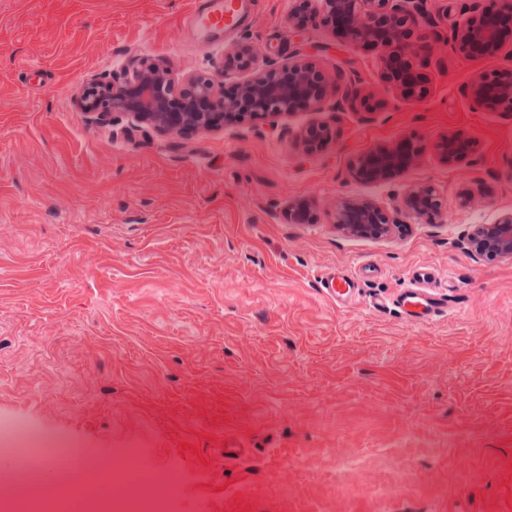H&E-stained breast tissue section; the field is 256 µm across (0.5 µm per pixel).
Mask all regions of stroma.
I'll use <instances>...</instances> for the list:
<instances>
[{"label": "stroma", "instance_id": "1", "mask_svg": "<svg viewBox=\"0 0 512 512\" xmlns=\"http://www.w3.org/2000/svg\"><path fill=\"white\" fill-rule=\"evenodd\" d=\"M193 2L0 0V421L96 449L88 466L141 451L179 472L180 512H512V257L463 238L512 209V121L459 92L481 62L432 43L428 94L403 102L377 50L291 34L299 0H262L209 40ZM241 42L261 63L297 51L355 73L382 106L128 134L73 104L137 58L209 75ZM313 123L333 140L309 153ZM455 131L476 163L440 162ZM405 134L424 145L405 174L353 177ZM421 183L437 223L402 214L373 239L335 222L345 200ZM297 200L313 222L289 221ZM330 272L353 285L345 303ZM405 288L448 307L407 317ZM228 434L246 455L225 459Z\"/></svg>", "mask_w": 512, "mask_h": 512}]
</instances>
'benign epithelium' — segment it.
Wrapping results in <instances>:
<instances>
[{"label": "benign epithelium", "mask_w": 512, "mask_h": 512, "mask_svg": "<svg viewBox=\"0 0 512 512\" xmlns=\"http://www.w3.org/2000/svg\"><path fill=\"white\" fill-rule=\"evenodd\" d=\"M288 18L289 29L301 32L319 22L354 47L379 51L381 80L402 101L424 98L427 86L422 70L432 64L427 50L411 41L413 30H422L425 42L442 41L465 57L479 60L484 68L461 86L460 94L473 107L487 112H512V67L499 66L505 44L512 41V0H471L462 9V21L442 27L426 10L425 0H303ZM236 71L238 96L228 98L224 79ZM75 105L105 124L114 114L128 117L130 127L150 126L162 134L214 129L244 115L269 117L296 112H343L356 104L373 111L370 96L349 81L335 92V83L312 62L297 53L284 60L257 63L247 44L237 45L216 74L173 77L160 61L141 59L110 81L91 80L76 92ZM331 140L325 124H312L301 135L306 150L323 148ZM439 159L448 166L469 163L477 143L464 132L445 134L436 145ZM422 143L412 135L374 147L360 155L352 169L359 180L389 183L400 178L418 159ZM442 202L435 187H407L397 198L396 210L432 222ZM392 218L380 203L369 199L344 201L336 211V224L358 237L381 238L391 230ZM474 252L496 259L512 256V210L491 224H477L465 235Z\"/></svg>", "instance_id": "obj_1"}]
</instances>
